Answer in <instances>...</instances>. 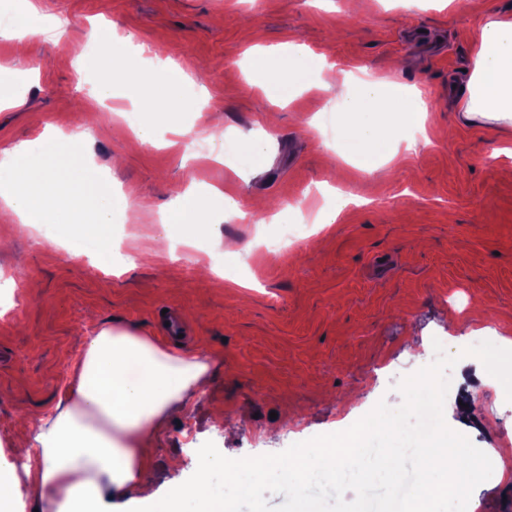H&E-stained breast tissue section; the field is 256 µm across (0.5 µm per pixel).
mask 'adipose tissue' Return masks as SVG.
Instances as JSON below:
<instances>
[{
  "mask_svg": "<svg viewBox=\"0 0 512 512\" xmlns=\"http://www.w3.org/2000/svg\"><path fill=\"white\" fill-rule=\"evenodd\" d=\"M476 52L465 72L466 118L512 119V20L485 11L472 29ZM256 61L279 77L271 92L289 101L310 77L323 85L336 74L321 56L296 44L260 53ZM96 70L121 74L126 98L138 112V136L150 141L158 128L179 133L173 112L159 106L181 100L187 75L160 56L111 40L101 41L90 59ZM357 94L344 101L351 119L343 139L358 157L381 153L380 127L401 125L405 113L420 112V96L391 99L386 81L357 78ZM223 192L205 185L184 192L163 215L160 236L191 238L202 215L220 207ZM211 363L202 352L175 354L154 344L138 328L115 324L99 327L84 356L70 370L53 417L42 421L33 440L13 443L22 468L0 465V512H22L19 490L49 499L57 512H100L105 499L116 506L135 504L143 512H233L224 498V461H201L196 477L175 486L165 498L149 491L154 441L169 420L184 413L194 395L210 380Z\"/></svg>",
  "mask_w": 512,
  "mask_h": 512,
  "instance_id": "adipose-tissue-1",
  "label": "adipose tissue"
}]
</instances>
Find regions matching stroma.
Returning a JSON list of instances; mask_svg holds the SVG:
<instances>
[{"label": "stroma", "mask_w": 512, "mask_h": 512, "mask_svg": "<svg viewBox=\"0 0 512 512\" xmlns=\"http://www.w3.org/2000/svg\"><path fill=\"white\" fill-rule=\"evenodd\" d=\"M39 36L19 49L0 36V82L16 102L0 109V150L56 128L84 130L86 157L116 197L166 212L194 185L223 189L234 209L210 214L195 245L172 241L158 264L98 268L81 252L46 243L51 230L19 224L0 207V279L20 305L0 311V441L23 416L48 413L88 338L103 325L141 327L158 340L163 310H179L188 333L170 350L203 352L213 371L205 393L160 435L152 468L156 497L188 482L198 449L226 457L274 454L341 431L378 402L400 407L397 385L429 362L434 339L460 360L447 400L449 427L479 449L512 446V401L476 381L480 361L462 356L473 336H512V126L462 118L470 37L486 8L512 19V0H35ZM61 35H53L55 21ZM107 24L134 43L161 47L207 93L183 113L185 134L141 141L123 85L110 111H94L77 68L91 29ZM303 45L337 69L416 87L423 116H409L385 141L391 157H326L348 120L336 105L354 82H319L290 104L265 98L251 46ZM224 139L209 140L214 126ZM266 153L248 165L246 144ZM223 154L224 164L213 155ZM335 221L318 227L320 209ZM297 233L282 251L267 240ZM239 257L225 258V241ZM224 276L199 281L202 265Z\"/></svg>", "instance_id": "35a3bbf8"}]
</instances>
